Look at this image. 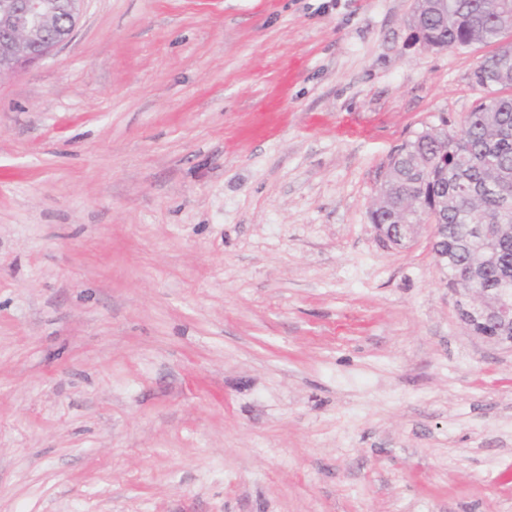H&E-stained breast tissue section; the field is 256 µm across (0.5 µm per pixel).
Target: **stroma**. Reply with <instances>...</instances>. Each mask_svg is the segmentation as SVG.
<instances>
[{
    "label": "stroma",
    "instance_id": "obj_1",
    "mask_svg": "<svg viewBox=\"0 0 512 512\" xmlns=\"http://www.w3.org/2000/svg\"><path fill=\"white\" fill-rule=\"evenodd\" d=\"M413 7L86 0L0 78V512H512V348L370 221L483 95Z\"/></svg>",
    "mask_w": 512,
    "mask_h": 512
}]
</instances>
